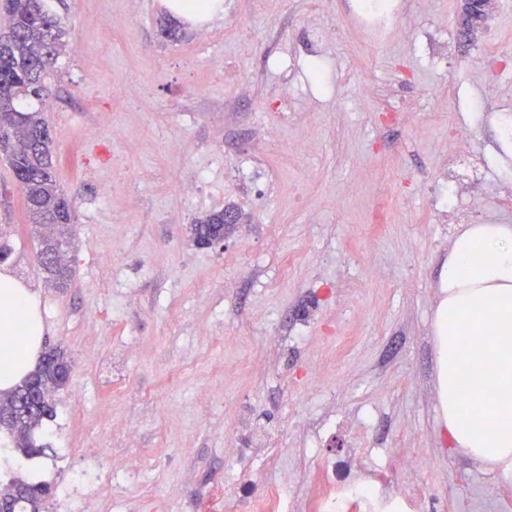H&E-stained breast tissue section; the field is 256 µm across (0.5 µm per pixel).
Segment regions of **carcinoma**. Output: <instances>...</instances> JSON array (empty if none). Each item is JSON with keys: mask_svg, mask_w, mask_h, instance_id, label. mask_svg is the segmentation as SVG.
<instances>
[{"mask_svg": "<svg viewBox=\"0 0 512 512\" xmlns=\"http://www.w3.org/2000/svg\"><path fill=\"white\" fill-rule=\"evenodd\" d=\"M8 29L0 33V155L9 163L19 183L32 224L57 225V243L69 244V228L75 224L73 200L57 184L52 137L42 110L49 93L45 79L56 70L62 46L60 21L45 7L44 0H3ZM224 214L209 215L190 225L193 241L206 246L224 236ZM69 371L65 353L52 347L45 352L36 372L16 389L20 393L34 387L49 390L44 401L37 395L27 408L0 420L13 448L32 457L44 454L45 447L34 439L36 429L56 419L53 395L65 388L63 375ZM13 490L0 500V512H45L51 484L11 480Z\"/></svg>", "mask_w": 512, "mask_h": 512, "instance_id": "obj_1", "label": "carcinoma"}]
</instances>
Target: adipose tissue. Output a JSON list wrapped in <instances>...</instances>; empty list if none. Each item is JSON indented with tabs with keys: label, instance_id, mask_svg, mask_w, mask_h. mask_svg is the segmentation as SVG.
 Returning <instances> with one entry per match:
<instances>
[{
	"label": "adipose tissue",
	"instance_id": "ef3b65f1",
	"mask_svg": "<svg viewBox=\"0 0 512 512\" xmlns=\"http://www.w3.org/2000/svg\"><path fill=\"white\" fill-rule=\"evenodd\" d=\"M40 295L0 272V390L40 359ZM437 392L450 447L512 479V225L470 224L453 240L435 313Z\"/></svg>",
	"mask_w": 512,
	"mask_h": 512
}]
</instances>
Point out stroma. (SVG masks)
Instances as JSON below:
<instances>
[{
    "label": "stroma",
    "instance_id": "1",
    "mask_svg": "<svg viewBox=\"0 0 512 512\" xmlns=\"http://www.w3.org/2000/svg\"><path fill=\"white\" fill-rule=\"evenodd\" d=\"M396 2L376 34L355 0H221L198 19L45 0L65 31L44 115L74 200L68 279L40 266L1 158L0 242L71 364L39 435L47 512H72L91 470L84 512H225L283 477L288 512H312L330 463L401 480L417 512H512V480L442 434L434 339L452 239L512 224V183L487 194L512 160L495 123L512 113V0L465 43L464 0ZM319 25L336 36L315 51ZM448 182L449 212L433 201ZM226 208L223 247L194 246L189 224ZM389 448L426 465L386 469Z\"/></svg>",
    "mask_w": 512,
    "mask_h": 512
}]
</instances>
